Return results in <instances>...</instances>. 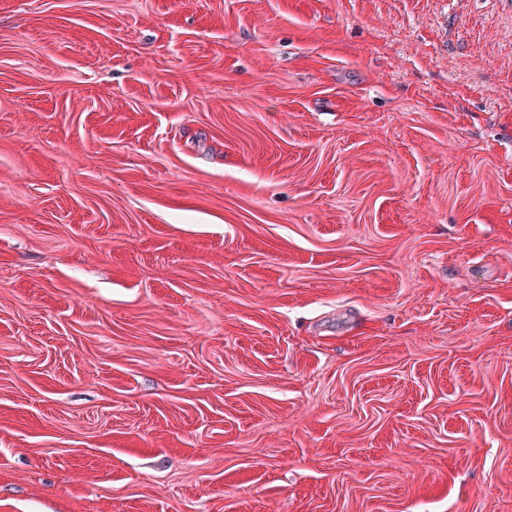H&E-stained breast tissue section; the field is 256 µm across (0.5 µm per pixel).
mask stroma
<instances>
[{
    "label": "stroma",
    "instance_id": "35a3bbf8",
    "mask_svg": "<svg viewBox=\"0 0 512 512\" xmlns=\"http://www.w3.org/2000/svg\"><path fill=\"white\" fill-rule=\"evenodd\" d=\"M0 512H512V0H0Z\"/></svg>",
    "mask_w": 512,
    "mask_h": 512
}]
</instances>
